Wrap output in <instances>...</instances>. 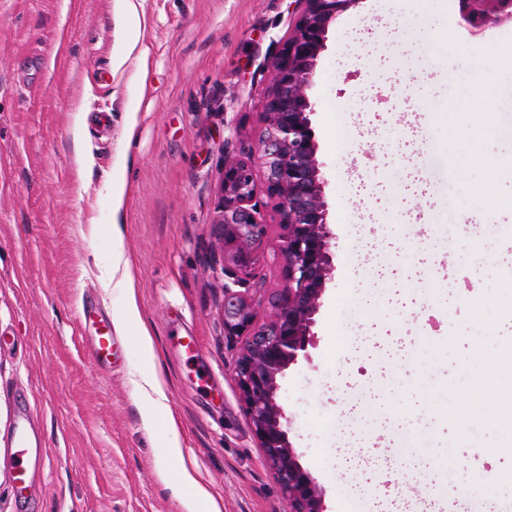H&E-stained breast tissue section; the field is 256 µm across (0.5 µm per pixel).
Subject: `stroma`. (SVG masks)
<instances>
[{
  "label": "stroma",
  "mask_w": 512,
  "mask_h": 512,
  "mask_svg": "<svg viewBox=\"0 0 512 512\" xmlns=\"http://www.w3.org/2000/svg\"><path fill=\"white\" fill-rule=\"evenodd\" d=\"M294 20L292 0H0V512H186L170 486L184 461L221 512H288L234 381L210 224L224 144L254 146ZM311 101L334 272L315 343L280 381L299 461L327 512H373L377 496L402 512H512V421L490 424L471 399L478 377L512 385V364L496 360L512 342V210L488 207L512 195V24L475 36L456 0H359L328 32ZM82 111L90 167L71 133ZM460 128L471 143L452 168ZM449 199L466 227L453 242ZM115 230L136 324L106 278ZM422 252L399 364L372 345L397 312L366 269ZM86 303L119 339L112 367L83 347ZM142 327L168 398L150 428L136 395ZM464 402L460 425L447 411ZM24 416L42 448L21 500L12 437ZM171 422L180 461L162 452ZM409 436L410 458L378 456ZM415 455L439 473H419ZM476 484L481 495L459 497Z\"/></svg>",
  "instance_id": "1"
}]
</instances>
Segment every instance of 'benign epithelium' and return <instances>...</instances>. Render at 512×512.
Returning a JSON list of instances; mask_svg holds the SVG:
<instances>
[{
	"label": "benign epithelium",
	"instance_id": "benign-epithelium-1",
	"mask_svg": "<svg viewBox=\"0 0 512 512\" xmlns=\"http://www.w3.org/2000/svg\"><path fill=\"white\" fill-rule=\"evenodd\" d=\"M297 18L271 58L261 131L247 156L224 155L219 203L211 235L213 259L224 271V339L240 344L235 381L265 461L290 504L289 512H326L316 478L299 463L289 440V418L279 401L280 379L313 345L315 317L334 271L335 233L328 221L323 163L317 156L309 92L330 27L360 0H295ZM473 34L512 22V0H457ZM261 167L264 181L257 180ZM276 201V236L264 222L261 193ZM274 241L284 286L259 293L255 269ZM270 309L256 323L257 308Z\"/></svg>",
	"mask_w": 512,
	"mask_h": 512
}]
</instances>
